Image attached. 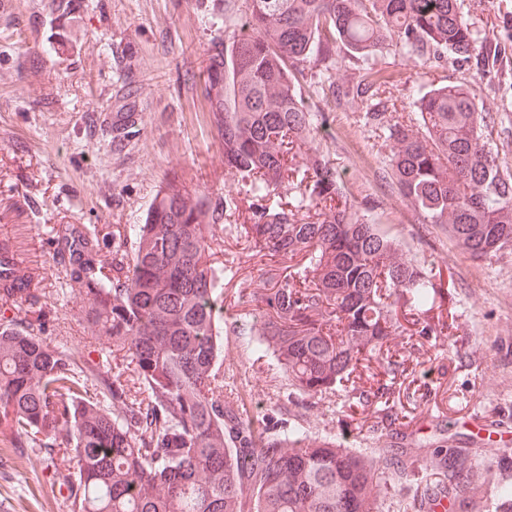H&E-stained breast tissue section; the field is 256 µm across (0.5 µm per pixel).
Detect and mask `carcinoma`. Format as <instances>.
Instances as JSON below:
<instances>
[{"instance_id": "cac0c4a2", "label": "carcinoma", "mask_w": 512, "mask_h": 512, "mask_svg": "<svg viewBox=\"0 0 512 512\" xmlns=\"http://www.w3.org/2000/svg\"><path fill=\"white\" fill-rule=\"evenodd\" d=\"M230 43L207 52L204 92L236 195L224 209L171 184L161 188L131 251L104 272L93 240L52 256L82 299L85 328L132 381L98 376L109 399L90 394L75 359L46 336L41 316L0 322V441L67 458L59 472L71 512H379L378 461L304 431L270 432L224 399L218 368L224 327V265L210 226L237 196L249 223L235 225L261 257L301 258L274 274L261 304L245 314L249 342L270 355L289 385L315 396L357 374L361 405L408 371L401 308L416 311L417 336L443 332L426 318L436 293L421 267L379 224L347 205L329 155L312 147L321 110L301 82L339 95L333 66L362 70L356 94L371 90L387 56L425 65L479 55L457 0H246L230 15ZM416 125L387 128V176L401 201L441 224L473 260L512 251V171L490 147V120L470 85L418 87ZM282 189L288 201L272 200ZM4 287L1 299H34L37 288ZM425 469L447 481L423 498L452 512L485 501L512 512V493L492 499L470 456L438 449Z\"/></svg>"}]
</instances>
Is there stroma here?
Returning <instances> with one entry per match:
<instances>
[{
    "mask_svg": "<svg viewBox=\"0 0 512 512\" xmlns=\"http://www.w3.org/2000/svg\"><path fill=\"white\" fill-rule=\"evenodd\" d=\"M480 43L502 47L480 61L390 59L375 67L386 91L385 123L416 124V86L470 83L494 118L491 144L512 164V0H459ZM243 0H0V244L27 270L38 301L8 302L21 319L42 315L54 345L95 375L105 353L80 321L79 299L51 256L63 225L95 229L98 255L131 248L159 186L174 183L220 203L231 181L208 122L199 80L211 41L228 40L227 5ZM327 127L316 147L336 164L358 214L383 224L418 264L437 275L431 316L448 330L423 337L424 356L405 381L370 407L347 388L310 397L289 386L247 337L228 331L220 366L242 418L283 433L295 426L369 457L407 452L426 460L458 448L486 469L491 486L512 488V252L483 261L460 254L447 232L402 202L386 176L391 143L368 122L359 98L324 99ZM134 115L123 133L110 127ZM246 203L214 232L223 250V315L268 288L289 262L253 256L234 227ZM0 503L12 512H70L67 492L41 448L0 444Z\"/></svg>",
    "mask_w": 512,
    "mask_h": 512,
    "instance_id": "obj_1",
    "label": "stroma"
}]
</instances>
